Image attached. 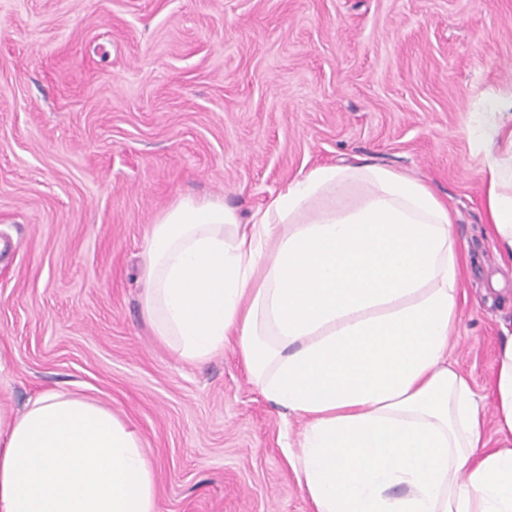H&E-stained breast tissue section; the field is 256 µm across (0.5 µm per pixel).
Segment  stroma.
<instances>
[{
	"instance_id": "obj_1",
	"label": "stroma",
	"mask_w": 512,
	"mask_h": 512,
	"mask_svg": "<svg viewBox=\"0 0 512 512\" xmlns=\"http://www.w3.org/2000/svg\"><path fill=\"white\" fill-rule=\"evenodd\" d=\"M510 86L512 0H0V404L111 408L159 512H315L301 421L234 347L187 363L145 323L149 227L186 194L249 217L318 166L424 180L462 249L451 357L484 397L512 260L467 128Z\"/></svg>"
}]
</instances>
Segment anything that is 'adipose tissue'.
<instances>
[{"label":"adipose tissue","instance_id":"ef3b65f1","mask_svg":"<svg viewBox=\"0 0 512 512\" xmlns=\"http://www.w3.org/2000/svg\"><path fill=\"white\" fill-rule=\"evenodd\" d=\"M485 205L512 257V88L472 131ZM143 315L181 359L238 349L255 385L302 420L294 468L316 512H512V340L489 389L502 442L449 357L459 244L422 180L318 166L248 221L182 196L155 218ZM0 512H158L141 437L78 393L0 406Z\"/></svg>","mask_w":512,"mask_h":512}]
</instances>
